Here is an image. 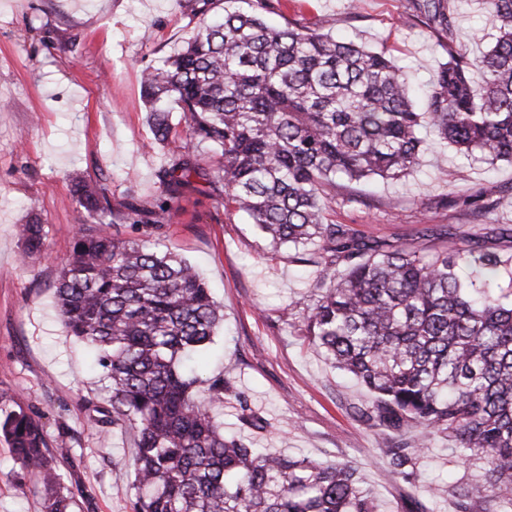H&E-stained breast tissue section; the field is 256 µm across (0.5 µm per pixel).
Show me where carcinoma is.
I'll list each match as a JSON object with an SVG mask.
<instances>
[{"label":"carcinoma","instance_id":"1","mask_svg":"<svg viewBox=\"0 0 512 512\" xmlns=\"http://www.w3.org/2000/svg\"><path fill=\"white\" fill-rule=\"evenodd\" d=\"M434 31L454 17L448 0H412ZM498 30L479 56L448 47V61L415 104L401 70L381 52L302 25L271 28L257 15L226 11L147 69L143 95L155 138L173 125L161 102L180 104L182 151L160 171L152 207L133 206L126 237L109 224L80 226L60 270L55 301L70 335L95 352L112 416L135 433L129 512H379L348 461L318 462L266 452L224 437L212 412L231 386L202 383L188 365L224 320L195 268L161 249L159 215L192 177L224 192V211L248 217L274 248L317 246L319 281L304 316L306 336L369 396L352 406L389 432L388 474L417 498L431 441L452 443L458 462L484 483H448L455 512H512V257L479 247L428 251L387 247L328 218L336 181L395 179L422 163L421 129L432 127L473 161L512 163V0H479ZM478 74L479 81L473 80ZM216 157L198 167L188 152ZM89 212H105L102 189L76 186ZM484 211L501 203L489 184L467 197ZM25 255L42 251L44 228L23 224ZM240 420L265 421L237 393ZM17 463L44 490L45 512H75L85 496L58 462L40 421L20 408L0 416Z\"/></svg>","mask_w":512,"mask_h":512}]
</instances>
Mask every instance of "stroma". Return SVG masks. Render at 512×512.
Here are the masks:
<instances>
[{"label":"stroma","mask_w":512,"mask_h":512,"mask_svg":"<svg viewBox=\"0 0 512 512\" xmlns=\"http://www.w3.org/2000/svg\"><path fill=\"white\" fill-rule=\"evenodd\" d=\"M449 3L456 21L448 36L428 28L408 0H220L213 12L238 8L275 27L292 21L353 39L408 66L411 81L423 84L447 60L448 46L477 55L496 40L468 0ZM201 23L184 0H0V409L32 411L48 440L65 436L88 512H128L135 435L91 421L90 406L107 413L110 397L92 354L57 313L53 288L74 231L96 220L73 189L81 181L103 187L111 208L103 221L125 233L130 204L153 202L159 171L181 139L168 149L157 142L142 71L159 66ZM421 135L422 167L337 189L330 220L395 247L425 228L429 246L465 249L476 241L511 256L512 239L494 229L512 224V164L460 160L431 131ZM487 181L501 192L495 212L462 204ZM33 220L45 229V245L27 257L17 228ZM164 222L165 245L197 269L224 307L198 366L233 389L216 410L225 435L289 456L350 461L383 512H402L407 487L387 473V434L349 410L365 390L304 334L317 265L273 248L246 216L225 214L223 194L198 177L176 191ZM237 391L264 427L242 424ZM464 473L448 441L435 439L420 495L427 512H454L448 483ZM43 497L0 437V512H43Z\"/></svg>","instance_id":"35a3bbf8"}]
</instances>
